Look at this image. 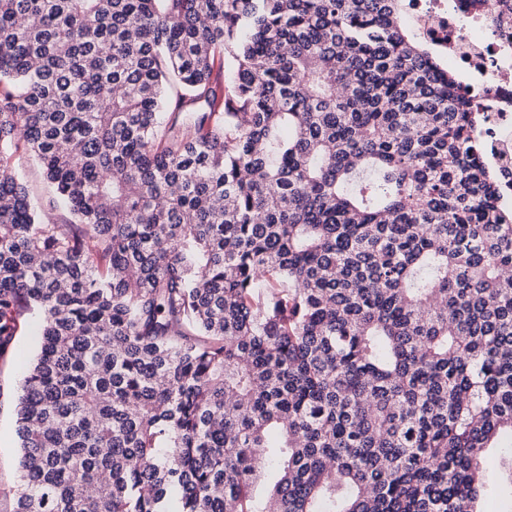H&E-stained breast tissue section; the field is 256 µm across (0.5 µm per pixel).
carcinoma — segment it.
<instances>
[{
    "instance_id": "cac0c4a2",
    "label": "carcinoma",
    "mask_w": 512,
    "mask_h": 512,
    "mask_svg": "<svg viewBox=\"0 0 512 512\" xmlns=\"http://www.w3.org/2000/svg\"><path fill=\"white\" fill-rule=\"evenodd\" d=\"M408 2L0 0L16 512H512V206ZM20 175L31 199L47 205L49 194L41 167L34 160H24L20 165Z\"/></svg>"
}]
</instances>
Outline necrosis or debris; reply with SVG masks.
Segmentation results:
<instances>
[{
    "mask_svg": "<svg viewBox=\"0 0 512 512\" xmlns=\"http://www.w3.org/2000/svg\"><path fill=\"white\" fill-rule=\"evenodd\" d=\"M502 0H412L409 20L468 75V92L482 107L485 159L497 174L498 199L512 202V32L490 25Z\"/></svg>",
    "mask_w": 512,
    "mask_h": 512,
    "instance_id": "necrosis-or-debris-1",
    "label": "necrosis or debris"
}]
</instances>
